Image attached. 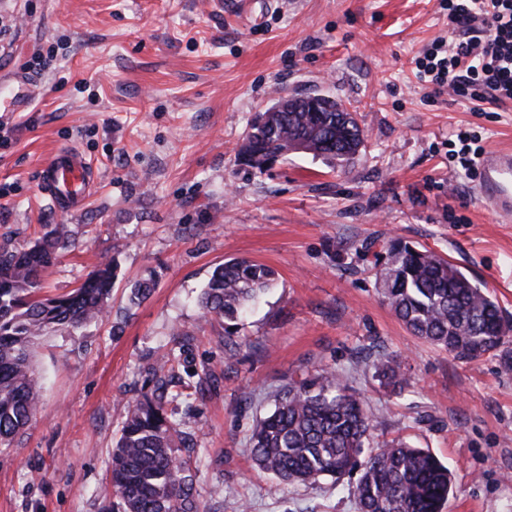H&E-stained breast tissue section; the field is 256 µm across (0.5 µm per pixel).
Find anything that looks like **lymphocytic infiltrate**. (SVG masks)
<instances>
[{"instance_id":"1","label":"lymphocytic infiltrate","mask_w":512,"mask_h":512,"mask_svg":"<svg viewBox=\"0 0 512 512\" xmlns=\"http://www.w3.org/2000/svg\"><path fill=\"white\" fill-rule=\"evenodd\" d=\"M455 42L433 41L415 61L434 92L471 102L512 101V0H445Z\"/></svg>"}]
</instances>
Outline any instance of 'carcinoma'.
<instances>
[{
    "label": "carcinoma",
    "mask_w": 512,
    "mask_h": 512,
    "mask_svg": "<svg viewBox=\"0 0 512 512\" xmlns=\"http://www.w3.org/2000/svg\"><path fill=\"white\" fill-rule=\"evenodd\" d=\"M364 131L353 114L260 112L238 156L246 165L263 164L302 144L333 166L359 152ZM64 247L55 226L28 246L0 248V447L32 421L40 400L33 367L35 348L45 337L102 320L109 312L117 264L101 263L70 293L40 296L47 270ZM275 271L245 259L216 266L202 290L204 316L224 322L231 333L245 309L271 288ZM384 301L414 336L461 360L497 356L512 371L505 347L507 321L485 286L468 278L434 252L393 242L379 272ZM374 376L386 386L405 382L393 358L373 362ZM169 382L131 405L112 448L111 475L101 491V512H209L194 494L193 475L180 451L194 447L171 404ZM373 428L359 393L334 370L292 379L279 403L252 430L255 464L278 484L315 485L357 475V512H446L452 473L429 449L391 441L363 455Z\"/></svg>",
    "instance_id": "1"
}]
</instances>
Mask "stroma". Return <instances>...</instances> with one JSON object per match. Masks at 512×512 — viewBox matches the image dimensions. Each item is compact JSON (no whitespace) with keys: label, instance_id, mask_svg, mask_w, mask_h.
Returning a JSON list of instances; mask_svg holds the SVG:
<instances>
[{"label":"stroma","instance_id":"obj_1","mask_svg":"<svg viewBox=\"0 0 512 512\" xmlns=\"http://www.w3.org/2000/svg\"><path fill=\"white\" fill-rule=\"evenodd\" d=\"M440 2L252 0L231 13L222 0H0V23L15 28L0 87L37 80L33 100L0 112V247L64 226L68 247L43 281L52 295L102 261L119 267L106 320L35 352L40 402L0 449V512H98L120 424L171 350L195 373L175 408L213 512H356L348 481L280 486L250 459L252 429L289 378L326 367L364 397L370 444L402 439L448 465L447 512H512V371L416 339L376 287L398 239L448 259L512 317V223L492 219L478 171L457 156L461 132L487 151L512 147V102L435 96L417 78L415 58L448 34ZM318 92L365 129L353 160L238 161L277 95ZM68 146L96 173L73 212L39 186ZM232 258L278 281L228 335L197 298ZM139 281L153 288L134 305ZM368 351L396 357L406 384L382 387L361 363Z\"/></svg>","mask_w":512,"mask_h":512}]
</instances>
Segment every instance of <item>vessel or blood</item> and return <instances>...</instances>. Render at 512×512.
Masks as SVG:
<instances>
[{
    "instance_id": "vessel-or-blood-1",
    "label": "vessel or blood",
    "mask_w": 512,
    "mask_h": 512,
    "mask_svg": "<svg viewBox=\"0 0 512 512\" xmlns=\"http://www.w3.org/2000/svg\"><path fill=\"white\" fill-rule=\"evenodd\" d=\"M35 90L25 81L0 91V108L7 112L20 109ZM94 188V166L79 150L68 147L56 150L41 171V190L63 210L82 208ZM479 193L488 203L498 222H512V151L492 152L481 163Z\"/></svg>"
}]
</instances>
